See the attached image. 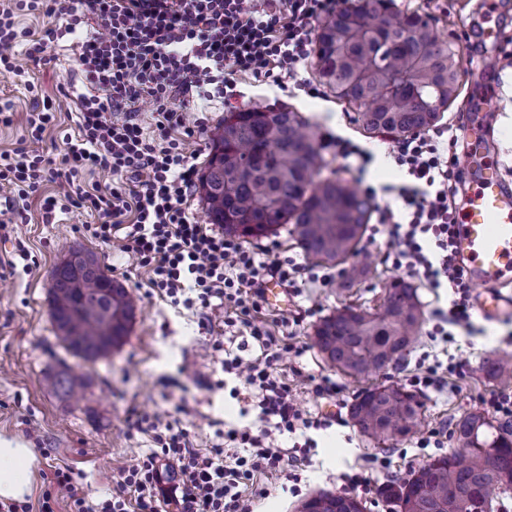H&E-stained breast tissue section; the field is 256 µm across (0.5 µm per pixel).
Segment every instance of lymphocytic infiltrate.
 Masks as SVG:
<instances>
[{
	"label": "lymphocytic infiltrate",
	"mask_w": 512,
	"mask_h": 512,
	"mask_svg": "<svg viewBox=\"0 0 512 512\" xmlns=\"http://www.w3.org/2000/svg\"><path fill=\"white\" fill-rule=\"evenodd\" d=\"M336 0H0V75L14 74L15 48L27 43L29 56L43 54L48 40L90 32L77 43L79 71L88 87L79 97L78 133L61 158L65 173L47 168L39 148L55 121L50 102L26 118L17 147L0 152V193L24 216L25 201L44 182L56 185L41 196L44 220L56 211L82 209L97 218L92 235L119 240L147 274L146 285L171 303L206 310L213 300L230 306L227 326L248 331L259 356H234L224 370L258 391L261 411L256 429H232L224 444L202 453L178 417L163 419L129 412L128 429L148 434L152 449L119 467L111 497L96 503L78 492L68 468L50 466L36 507L54 512L67 492L71 512H159L173 499L179 512H249L239 490L254 474L281 475L288 451L280 435L314 427L303 417L293 388L280 368L300 346L283 342L257 315L262 289L270 278L291 288H318L336 278L333 269L316 270L266 245L246 246L223 230L197 223L188 199L195 186V156L186 145L194 139L180 110L189 97L227 101L235 78H264L276 87L293 83L308 96L317 91L298 77L309 59L317 25L336 10ZM53 19L44 37L20 23L22 16ZM151 101L150 126L138 120V107ZM456 125L433 134L394 142L390 154L413 184L398 186L404 213L379 209L378 229L388 235L389 258L428 288L453 293L450 324L469 325L467 273L457 258L455 236L459 207L454 170L459 137ZM111 173L108 183L85 184L84 170ZM239 453L224 459L225 443Z\"/></svg>",
	"instance_id": "lymphocytic-infiltrate-1"
}]
</instances>
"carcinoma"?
Segmentation results:
<instances>
[{"mask_svg": "<svg viewBox=\"0 0 512 512\" xmlns=\"http://www.w3.org/2000/svg\"><path fill=\"white\" fill-rule=\"evenodd\" d=\"M455 56L429 19L393 13L385 0L337 10L316 35L320 81L354 109V122L368 135L407 137L436 125L458 95ZM322 166L317 136L299 113L286 106L229 112L215 129L200 176L207 187L203 201L210 223L244 241L291 225L307 259L341 267L349 289L362 275L350 260L374 203L345 180L319 178ZM50 296L58 339L73 355L106 357L128 335L135 300L121 283L103 282L91 252L71 251L56 265ZM422 321L418 288L394 278L380 311L345 305L315 326L313 342L330 367L366 379L406 359ZM483 370L494 383L512 385V355L488 358ZM50 386L75 399L82 381L62 372ZM422 408L418 391L380 383L359 391L349 421L361 436L394 444L416 433ZM453 436L462 451L383 485L380 496L398 512H492L512 482V418L467 413L456 420ZM296 512H360V501L320 492L301 500Z\"/></svg>", "mask_w": 512, "mask_h": 512, "instance_id": "carcinoma-1", "label": "carcinoma"}]
</instances>
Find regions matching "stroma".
Instances as JSON below:
<instances>
[{
	"instance_id": "obj_1",
	"label": "stroma",
	"mask_w": 512,
	"mask_h": 512,
	"mask_svg": "<svg viewBox=\"0 0 512 512\" xmlns=\"http://www.w3.org/2000/svg\"><path fill=\"white\" fill-rule=\"evenodd\" d=\"M398 12H416L435 24L443 40L452 41L460 60L462 78L459 95L444 114L445 120L464 126L478 115L483 129L484 151L501 165L508 189L512 190V0H394ZM18 75L0 77V97L14 106V122L0 125V151L16 147L25 133V121L33 108L27 83L40 84L52 98L56 124L44 144L45 156L60 159L66 139L78 132L74 101L85 86L78 76L77 50L71 37L48 44L43 61H34L25 47H18ZM237 96L231 104L186 103L188 119L198 113L208 117L204 134L190 144L197 166H204L212 134L231 109L280 106L299 112L318 135L334 133L352 139L371 155L364 177H357L334 149L322 157L326 173L357 180L359 189L373 187L377 203L391 201L388 186L403 182L404 174L389 156L393 139L388 135H362L350 120L346 106L330 90L312 99L303 92L281 91L263 79L242 76L236 80ZM93 216L85 212L56 213L43 221L38 208L26 219L8 225L11 239L23 240L32 266L6 249V264L0 266V439L30 448L35 455L31 492L26 500L37 503L49 462L69 466L76 486L87 499L97 501L113 492L112 473L152 446L148 435L128 432L124 419L128 410L167 417L175 405H183L182 423L191 433L194 448L207 451L221 443L229 428L252 427L258 414L253 392L234 375L226 373L225 351L243 358L258 356L259 349L246 335L225 327L226 308L214 305L207 315L175 306L159 295H147L146 279L135 259L122 252L120 241L105 243L87 232ZM95 254L104 271L118 270L120 281L138 299L132 329L126 342L109 357L87 362L69 354L56 338L50 316L51 275L69 249ZM389 250L386 234L366 231L354 262L366 266V276L350 292L338 293L336 285L289 290L288 303L265 307L267 317L284 320L294 342L304 353L290 357L284 374L293 388L295 401L305 416L323 420L311 428L279 437L285 448L309 446L310 460L289 467L287 478H270L267 494L254 498L253 512H294L300 500L321 491L347 492L342 474H362L367 486L357 489L367 512H391L378 495L388 481L408 477L411 471L439 454L453 452V439L441 447H420L417 437L390 445L365 440L351 426L348 410L365 383L383 379L415 388L426 367H436L445 381L420 389L423 430L452 429L464 413L479 411L493 416L491 402L499 389L482 370L486 358L512 353V315L496 321L474 316L472 331L453 328L450 337L433 335L439 312L448 310V289L420 288L423 324L417 342L404 365L374 375L363 382L343 377L324 361L312 343L314 327L336 309L354 305L378 311L386 282L398 270L384 259ZM221 350H214V343ZM81 372L87 379L85 397L72 403L48 389L46 379L61 366ZM329 378L336 385L335 399L317 397L303 384L304 376ZM37 427L39 438L27 435Z\"/></svg>"
}]
</instances>
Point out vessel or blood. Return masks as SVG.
Here are the masks:
<instances>
[{
	"mask_svg": "<svg viewBox=\"0 0 512 512\" xmlns=\"http://www.w3.org/2000/svg\"><path fill=\"white\" fill-rule=\"evenodd\" d=\"M481 165L477 186L460 216L456 245L476 290L473 311L495 320L512 312V294L500 289L512 280V194L504 189L498 164Z\"/></svg>",
	"mask_w": 512,
	"mask_h": 512,
	"instance_id": "1",
	"label": "vessel or blood"
}]
</instances>
